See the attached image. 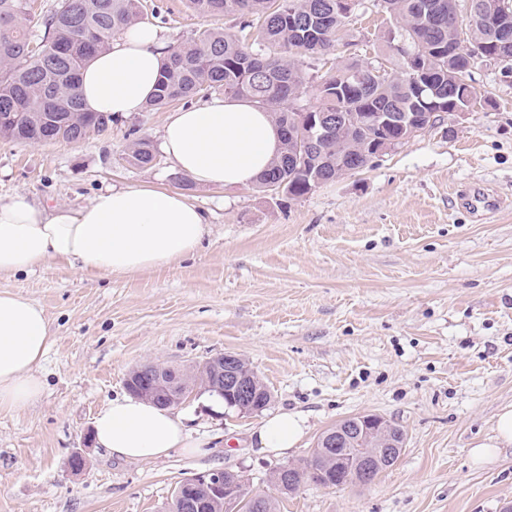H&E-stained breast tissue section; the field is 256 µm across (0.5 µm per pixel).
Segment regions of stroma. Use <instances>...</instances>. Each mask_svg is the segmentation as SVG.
I'll list each match as a JSON object with an SVG mask.
<instances>
[{
    "mask_svg": "<svg viewBox=\"0 0 512 512\" xmlns=\"http://www.w3.org/2000/svg\"><path fill=\"white\" fill-rule=\"evenodd\" d=\"M142 3L173 46L207 28L239 30L235 17H200L185 0ZM472 72L471 111L293 200L176 179L159 146L179 101L70 145L0 139L1 200L76 209L107 188L156 185L207 218L200 249L165 267L98 275L54 262L0 276V290L35 302L53 332L42 396L0 413V512H168L182 480L220 469L270 494L271 471L366 414L403 430L397 462L368 485L302 484L280 512L511 507L512 447L483 465L471 451L512 405V76L479 60ZM140 138L158 153L135 168L125 155ZM225 351L271 390L264 412H216L201 394L176 408L209 440L200 453L143 462L94 446L93 418L126 395L132 368ZM286 412L305 419L304 438L283 455L261 450L254 430ZM78 450L87 462L75 474Z\"/></svg>",
    "mask_w": 512,
    "mask_h": 512,
    "instance_id": "stroma-1",
    "label": "stroma"
}]
</instances>
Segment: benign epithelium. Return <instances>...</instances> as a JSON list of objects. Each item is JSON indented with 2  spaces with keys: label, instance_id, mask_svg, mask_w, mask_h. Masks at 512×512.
Wrapping results in <instances>:
<instances>
[{
  "label": "benign epithelium",
  "instance_id": "1",
  "mask_svg": "<svg viewBox=\"0 0 512 512\" xmlns=\"http://www.w3.org/2000/svg\"><path fill=\"white\" fill-rule=\"evenodd\" d=\"M238 355L233 352L218 353L201 364L209 371L212 380L199 387L186 382L184 370L179 367L158 364L140 365L126 376L125 383L132 394L140 399L153 402L161 407L183 403L200 390H208L228 397V406L235 408L239 415L251 414L254 410L252 374L243 375L236 371ZM393 424L386 418L367 414L357 416L337 431L327 433L317 441L322 452L337 447L342 440L349 448H367L376 436L389 437ZM252 501V508L260 512L263 497L250 491L247 479L232 470L224 469L206 475L188 478L175 488L174 499L179 501L182 512H202L203 506L211 499L221 498L225 512H237L242 497Z\"/></svg>",
  "mask_w": 512,
  "mask_h": 512
}]
</instances>
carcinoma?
<instances>
[{"label":"carcinoma","instance_id":"1","mask_svg":"<svg viewBox=\"0 0 512 512\" xmlns=\"http://www.w3.org/2000/svg\"><path fill=\"white\" fill-rule=\"evenodd\" d=\"M475 2L484 9L469 14L464 29L456 0H374L395 21L381 36L384 52L371 62L340 64L315 81L308 60L334 53L357 33L356 13L338 8V0H187L201 17H237L239 34L209 28L171 47L147 108L217 93L251 99L272 112L282 131L280 158L255 187L301 198L370 166L378 139L403 134L399 127L376 126L378 114L396 112L433 128L442 113L476 106L471 67L498 50L512 59V24L505 30L489 13L498 0ZM30 9V0H0V138L72 144L105 132L115 118L84 111L75 86L96 52L144 19L142 0H60L45 16L40 37L27 28ZM392 64L401 68L399 77L374 74ZM304 98L315 113L308 128L299 126L291 106ZM309 131L316 148L302 151L298 140ZM154 160L145 138L125 156L134 167ZM316 467L321 476L313 479ZM291 473L294 486L276 489L284 497L301 479L324 488L357 482L343 466H318L316 448Z\"/></svg>","mask_w":512,"mask_h":512}]
</instances>
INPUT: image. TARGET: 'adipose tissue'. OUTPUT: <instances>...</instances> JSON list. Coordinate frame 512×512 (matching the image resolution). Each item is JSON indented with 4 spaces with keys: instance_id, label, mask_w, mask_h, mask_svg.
Listing matches in <instances>:
<instances>
[{
    "instance_id": "obj_1",
    "label": "adipose tissue",
    "mask_w": 512,
    "mask_h": 512,
    "mask_svg": "<svg viewBox=\"0 0 512 512\" xmlns=\"http://www.w3.org/2000/svg\"><path fill=\"white\" fill-rule=\"evenodd\" d=\"M168 57L155 28L130 26L82 71L77 93L84 110L118 117L142 109ZM162 146L178 174L224 188L253 184L277 159L281 138L269 112L248 99L224 97L172 113ZM205 234L203 211L178 192L106 190L77 210L47 209L18 196L0 201V274L31 272L54 261L101 275L163 267L195 252ZM52 338L38 305L0 291V412L39 399V366ZM305 429L302 416L281 413L266 418L255 436L261 448L283 453ZM92 433L98 447L137 461L198 446L172 409L134 397L104 405Z\"/></svg>"
}]
</instances>
